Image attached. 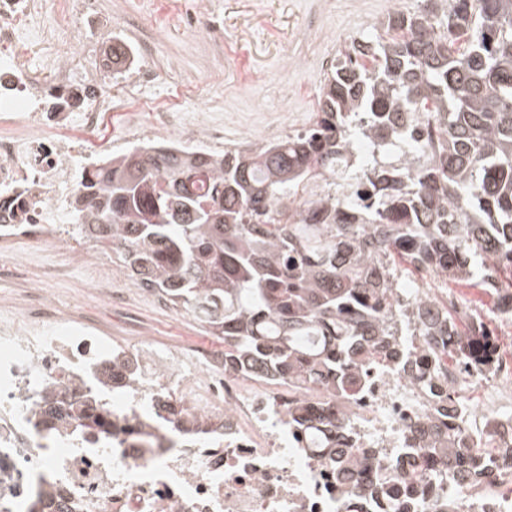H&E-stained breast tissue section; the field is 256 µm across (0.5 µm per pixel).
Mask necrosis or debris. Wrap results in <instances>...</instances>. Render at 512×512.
<instances>
[{"label":"necrosis or debris","instance_id":"1","mask_svg":"<svg viewBox=\"0 0 512 512\" xmlns=\"http://www.w3.org/2000/svg\"><path fill=\"white\" fill-rule=\"evenodd\" d=\"M48 4L74 7L0 0V243L29 248L75 241L85 142L112 109L98 69L83 65L96 47L38 24ZM421 299L433 314L457 308L436 289L395 284V351L362 365L352 400L321 382L224 370L202 348L109 341L40 288L0 303V512L36 496L44 512H442L448 501L512 512V357L463 359L477 322L466 309L454 336H423ZM72 401L97 420L93 436L65 416ZM300 405L313 416L305 428L288 417ZM448 427L495 449L480 482L424 465ZM338 448L362 460L341 478L328 461ZM425 485L432 493L419 495Z\"/></svg>","mask_w":512,"mask_h":512}]
</instances>
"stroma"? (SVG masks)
I'll return each mask as SVG.
<instances>
[{
  "label": "stroma",
  "mask_w": 512,
  "mask_h": 512,
  "mask_svg": "<svg viewBox=\"0 0 512 512\" xmlns=\"http://www.w3.org/2000/svg\"><path fill=\"white\" fill-rule=\"evenodd\" d=\"M91 10L78 11L64 39L103 44L120 38L134 47V68L147 67L158 76L157 94L180 86L196 87L183 102L188 120L210 113L224 125L225 147L275 140L315 116L317 91L327 71L324 58L337 55L370 24L389 12L396 0H92ZM132 71L120 78L101 76L112 109L104 113L97 134L86 143L91 153L123 137L125 146L162 139L150 113H142L136 129L127 126ZM49 266L67 275L49 292L76 296L87 317L112 336H150L157 342L195 344L223 350L221 338L208 333L184 311L164 308L138 291L126 293L115 309L104 305L91 282L93 268H76L65 249H35L23 262L0 253V278L15 289L35 281ZM450 295L493 314L492 330L505 354L512 355V318L495 317L494 299L484 289L457 283L431 282Z\"/></svg>",
  "instance_id": "obj_1"
}]
</instances>
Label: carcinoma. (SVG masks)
<instances>
[{
  "label": "carcinoma",
  "instance_id": "carcinoma-1",
  "mask_svg": "<svg viewBox=\"0 0 512 512\" xmlns=\"http://www.w3.org/2000/svg\"><path fill=\"white\" fill-rule=\"evenodd\" d=\"M338 51L301 134L189 154L141 144L95 163L72 200L75 231L224 338V369L337 385L395 345L389 286L422 269L456 282L512 271V0H417ZM103 57L129 66L114 38ZM362 134L379 150L364 164ZM474 360L494 349L483 332ZM478 480L489 457L423 449Z\"/></svg>",
  "mask_w": 512,
  "mask_h": 512
}]
</instances>
